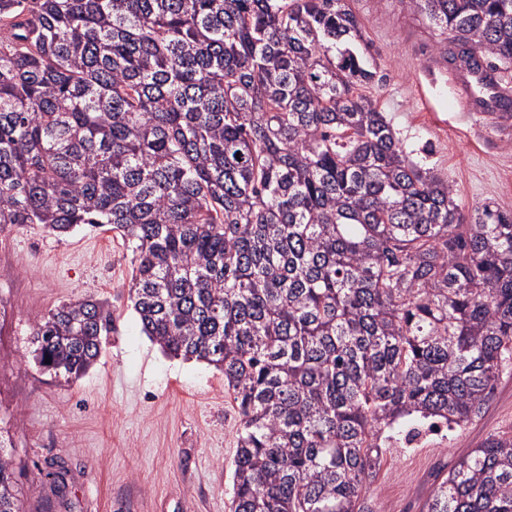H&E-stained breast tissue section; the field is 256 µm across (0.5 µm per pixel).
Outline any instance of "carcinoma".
I'll use <instances>...</instances> for the list:
<instances>
[{"label":"carcinoma","mask_w":512,"mask_h":512,"mask_svg":"<svg viewBox=\"0 0 512 512\" xmlns=\"http://www.w3.org/2000/svg\"><path fill=\"white\" fill-rule=\"evenodd\" d=\"M406 3L470 74L512 64V0ZM347 36L345 0H0V230L118 232L143 333L233 395L231 512H377L389 439L469 424L512 371V213L410 158ZM114 331L69 300L35 362L76 380ZM423 512H512V434Z\"/></svg>","instance_id":"obj_1"}]
</instances>
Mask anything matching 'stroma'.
I'll list each match as a JSON object with an SVG mask.
<instances>
[{"instance_id":"obj_1","label":"stroma","mask_w":512,"mask_h":512,"mask_svg":"<svg viewBox=\"0 0 512 512\" xmlns=\"http://www.w3.org/2000/svg\"><path fill=\"white\" fill-rule=\"evenodd\" d=\"M346 4L376 67L365 93L411 159L448 180L463 211L512 213V113L469 110L448 40L405 0ZM130 286L131 253L111 226L0 231V426L25 512H230L239 417L224 375L164 354L142 332ZM88 295L110 305L117 331L82 377L52 378L33 360V327ZM502 432H512V372L472 423L387 449L369 496L378 512H422L458 457Z\"/></svg>"}]
</instances>
